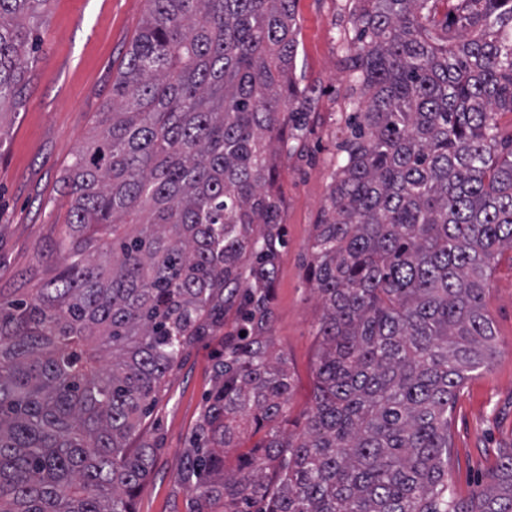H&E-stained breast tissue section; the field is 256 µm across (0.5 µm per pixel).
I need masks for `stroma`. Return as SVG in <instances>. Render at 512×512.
Listing matches in <instances>:
<instances>
[{"instance_id":"35a3bbf8","label":"stroma","mask_w":512,"mask_h":512,"mask_svg":"<svg viewBox=\"0 0 512 512\" xmlns=\"http://www.w3.org/2000/svg\"><path fill=\"white\" fill-rule=\"evenodd\" d=\"M359 0H297L296 76L311 91L310 119L279 163L287 244L273 287V353L294 375L291 433L311 406L322 304L310 280V243L329 196L332 163L353 113L354 84L343 60L356 44ZM148 13L146 0H51L42 43L29 65L25 103L0 115V290L42 287L61 270L71 196L64 178L112 98V84ZM497 340L489 367L458 391L450 410L448 482L468 500L488 482L498 452L512 448V252L498 256L484 294ZM224 333L191 345L171 371L137 438L155 447L137 490L136 512H186L176 480L212 387Z\"/></svg>"}]
</instances>
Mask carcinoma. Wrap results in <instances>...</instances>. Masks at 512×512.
<instances>
[{"instance_id":"obj_1","label":"carcinoma","mask_w":512,"mask_h":512,"mask_svg":"<svg viewBox=\"0 0 512 512\" xmlns=\"http://www.w3.org/2000/svg\"><path fill=\"white\" fill-rule=\"evenodd\" d=\"M147 2L67 175V264L0 291V512H135L155 448L131 441L220 327L178 473L187 512H512V448L468 506L448 484V409L496 353L483 296L512 250V140L493 124L512 112V0H361L353 16L362 111L311 245L323 314L300 434L270 353L278 158L308 123L297 0ZM48 3L0 0V112L24 101Z\"/></svg>"}]
</instances>
